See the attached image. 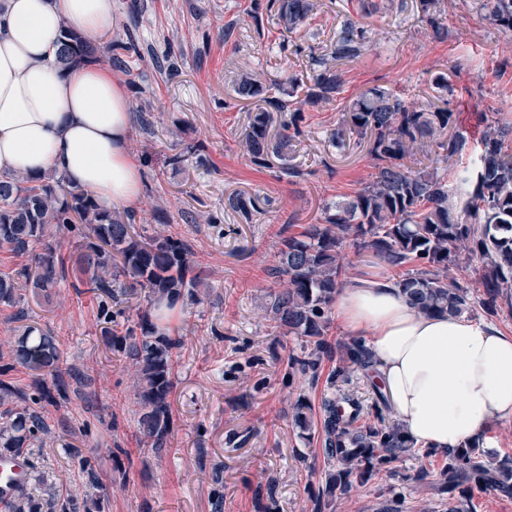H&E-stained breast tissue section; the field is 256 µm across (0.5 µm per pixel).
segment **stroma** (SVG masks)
I'll use <instances>...</instances> for the list:
<instances>
[{
  "instance_id": "1",
  "label": "stroma",
  "mask_w": 512,
  "mask_h": 512,
  "mask_svg": "<svg viewBox=\"0 0 512 512\" xmlns=\"http://www.w3.org/2000/svg\"><path fill=\"white\" fill-rule=\"evenodd\" d=\"M143 2L141 42L173 40L181 58L171 77L159 75L146 56L121 77L132 116L145 112L154 121L149 132L135 121L130 135L142 162L136 228L154 235L152 210L163 208L168 232L191 244L204 278L199 302L178 304L173 317L185 338L174 353V429L161 453L140 444L134 370L105 345L99 302L76 289L72 272L49 297L23 286L16 305H0V367L9 366L8 382L33 385L11 357L30 327L55 336L65 365L83 375L69 403L47 407L53 436L33 447L30 458L46 483L78 499L86 491L79 462L89 460L109 512H214L218 490L223 512H312L309 489L334 464L293 425L289 394L304 393L319 405L334 364L322 362L313 386L287 376L288 357L301 355L303 341L276 329L265 311L276 287L271 269L281 233L322 223L327 204L371 181L375 168L366 148L331 142L346 103L367 88L453 112L467 146L438 172L449 177L471 163L486 124L512 123V31L491 24L474 0H441L435 29L418 0H382L369 16L360 0H319L312 19L292 34L270 15L253 20L251 0ZM350 20L364 29L365 49L341 63L344 82L335 100L304 109L303 134L288 158L303 177L280 176L276 159L266 168L251 164L239 142L257 101L238 95L240 76L268 93L282 91L288 75H311L313 57ZM230 22L235 29L228 37ZM438 72L446 74L447 89L434 87ZM175 154L181 162L167 165ZM238 194L254 199L250 215L230 206ZM443 463L439 455L406 457L396 477L377 476L337 502L335 512H377L392 489L402 495L403 512H445L446 497L415 480L419 468L434 476Z\"/></svg>"
}]
</instances>
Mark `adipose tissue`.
<instances>
[{
	"label": "adipose tissue",
	"mask_w": 512,
	"mask_h": 512,
	"mask_svg": "<svg viewBox=\"0 0 512 512\" xmlns=\"http://www.w3.org/2000/svg\"><path fill=\"white\" fill-rule=\"evenodd\" d=\"M112 20V0H0V172L58 170L101 204L129 209L141 165L124 86L96 62L55 63L65 28L93 39ZM335 316L366 340L416 446L444 453L512 417V336L496 325L423 314L384 281L344 285Z\"/></svg>",
	"instance_id": "obj_1"
}]
</instances>
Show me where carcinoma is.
Here are the masks:
<instances>
[{"label": "carcinoma", "instance_id": "cac0c4a2", "mask_svg": "<svg viewBox=\"0 0 512 512\" xmlns=\"http://www.w3.org/2000/svg\"><path fill=\"white\" fill-rule=\"evenodd\" d=\"M492 24L512 30V0H476ZM316 0H252L250 16L272 14L281 29L294 32L317 11ZM422 17L437 27L440 0H419ZM140 17L134 10L115 34L105 54H97L90 40L67 28L58 62L67 67L81 60H97L112 69L128 71L131 59L148 54L162 74L177 71L173 43L163 49L145 47L138 38ZM365 32L351 22L343 25L334 48L317 58L304 104L330 102L343 83L338 65L360 56ZM238 94L258 98L263 106L248 113L241 141L243 154L256 166L270 159L282 161L281 172L298 176L288 166V147L301 133L303 108H288V100L269 96L249 76L238 81ZM284 116L285 134L270 135L272 113ZM453 113L428 106L417 107L381 87H371L351 100L332 134L339 147L354 141L368 147L375 163L373 180L355 194L325 207L324 223L310 224L303 232L282 236L278 264L272 275L280 288L269 294L267 311L276 327L303 339L307 354L288 358V378L300 374L318 380L322 359H336L329 375L336 394L320 403L319 422L313 406L300 395L292 404L294 424L303 431H318L324 457L336 462L326 473L324 487L314 495L313 512H325L353 487L365 485L379 473L396 475L395 463L414 454V442L390 414L382 387L372 375L373 358L365 339L336 344L326 338L336 294L346 283L349 265L346 248L367 254L385 265L411 266L393 284L402 289L424 314L465 316L497 313L499 303L512 308V137L511 123H490L479 140L472 166L455 175L453 184L439 175L440 159L462 153L466 138L451 134ZM67 236L78 252V281L101 299L100 316L110 324L106 344L129 359L137 377L139 442L154 452L167 447L173 432L171 396L175 387L174 350L182 344L170 326L173 311L184 298L198 299L202 277L191 260L190 245L159 232L143 237L135 231L132 214L120 215L103 207L90 192L66 181L64 173L40 176L0 175V246L17 255L52 234ZM48 243L35 267H22L15 276L0 277V305L17 303V280L46 292L65 278L66 266ZM470 270L476 287L454 276ZM141 288L147 303L136 318L126 310H112L108 301L117 290ZM16 363L32 372L30 393L1 379L0 401L13 407L0 413V456L25 453L30 445L51 435L43 410L68 400L70 381L82 374L63 367L61 351L49 332L27 329L13 352ZM360 376L366 388L362 397L348 389ZM52 385H47L46 378ZM481 445L474 442L443 455L437 491L448 495V512H471L473 489L494 488L512 494V460L490 467L481 459ZM58 490L46 486L40 494L21 490L3 503L5 512H46ZM101 497L82 502L68 500L70 512H106Z\"/></svg>", "mask_w": 512, "mask_h": 512}]
</instances>
